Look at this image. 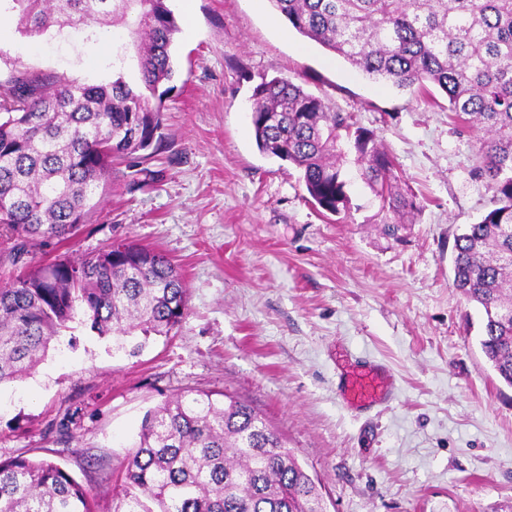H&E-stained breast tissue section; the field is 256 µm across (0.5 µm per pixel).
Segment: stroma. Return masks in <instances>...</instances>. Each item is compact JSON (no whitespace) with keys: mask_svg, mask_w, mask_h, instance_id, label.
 <instances>
[{"mask_svg":"<svg viewBox=\"0 0 512 512\" xmlns=\"http://www.w3.org/2000/svg\"><path fill=\"white\" fill-rule=\"evenodd\" d=\"M177 69L163 140L119 164L97 212L30 266L134 241L177 265L189 312L166 335L100 337L75 324L29 378L0 388V458H48L113 512L120 464L147 411L193 389L265 416L321 488L326 512H512V388L477 342L481 313L453 287L454 238L493 206L479 143L442 92L376 82L300 36L268 0H169ZM0 80L16 71L138 80L122 26L50 28L7 16ZM283 78L373 130L422 209L402 242L347 163V218L323 215L292 164L259 152L248 107ZM389 377L352 407L344 360Z\"/></svg>","mask_w":512,"mask_h":512,"instance_id":"stroma-1","label":"stroma"}]
</instances>
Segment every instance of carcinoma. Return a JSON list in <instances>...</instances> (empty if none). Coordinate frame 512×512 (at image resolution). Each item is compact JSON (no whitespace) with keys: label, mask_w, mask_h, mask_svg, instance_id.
Wrapping results in <instances>:
<instances>
[{"label":"carcinoma","mask_w":512,"mask_h":512,"mask_svg":"<svg viewBox=\"0 0 512 512\" xmlns=\"http://www.w3.org/2000/svg\"><path fill=\"white\" fill-rule=\"evenodd\" d=\"M19 30L127 26L139 85L17 72L0 82V232L17 273L0 283V385L29 377L79 313L99 336L169 334L187 316V289L168 258L135 242L39 267L35 241L66 242L99 207L115 161L162 138L163 82L178 31L168 0H6ZM302 37L399 89L430 83L463 128L483 132L475 175L497 205L456 235L453 286L483 313L480 349L512 387V0H270ZM251 125L258 150L288 161L324 213L349 209L346 146L379 199L384 234L401 239L419 211L398 186L374 132L286 79L259 83ZM113 512H325L315 480L246 402L187 390L147 413L121 463ZM0 512H93L91 495L48 459H0Z\"/></svg>","instance_id":"cac0c4a2"}]
</instances>
